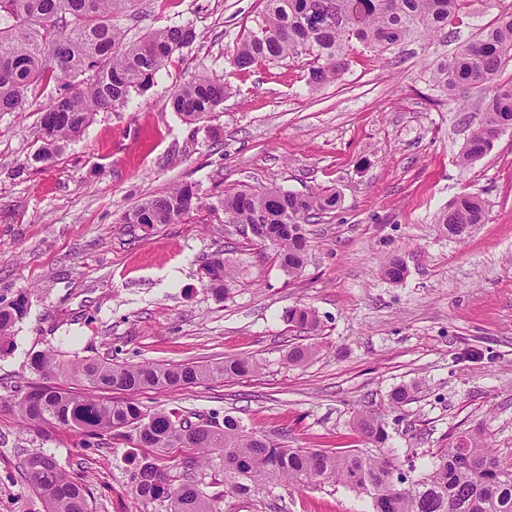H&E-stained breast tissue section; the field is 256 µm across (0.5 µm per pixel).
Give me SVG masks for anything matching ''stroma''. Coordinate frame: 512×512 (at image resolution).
<instances>
[{
	"instance_id": "1",
	"label": "stroma",
	"mask_w": 512,
	"mask_h": 512,
	"mask_svg": "<svg viewBox=\"0 0 512 512\" xmlns=\"http://www.w3.org/2000/svg\"><path fill=\"white\" fill-rule=\"evenodd\" d=\"M263 11V0H131L114 18L127 39L188 26L195 40L150 89L96 113L49 162L31 157L54 87L35 89L24 111L0 112V300L28 299L0 347V512H43L14 477L26 452L82 467L94 512H165L131 491V472L151 458L190 473L221 512H370L369 499L330 484L273 485L241 500L225 492L219 455L200 465L195 450L163 453L132 433L88 442L63 426L23 423L13 402L43 382L30 357L51 349L131 363L252 358L260 369L248 377L129 398L146 411L228 414L292 448L364 447L352 420L372 410L387 423L386 450L414 477L452 435L480 432L512 452V130L460 165L488 88L470 86L457 105L442 100L430 70L495 9L472 0L463 21L432 41L354 51L342 78L318 90L307 84L304 55L230 65ZM199 74L230 93L189 123L170 98ZM185 183L201 206L180 223H123L142 200ZM240 185L337 192L336 209L306 227L299 276L225 223L224 191ZM464 192L484 201L486 219L459 241L439 218ZM218 249L235 277L221 300L201 279ZM392 254L407 266L398 283L381 271ZM296 307L316 311L317 332L288 322ZM296 345L318 352L294 366L286 354ZM402 384L415 385L414 398L391 408L388 396Z\"/></svg>"
}]
</instances>
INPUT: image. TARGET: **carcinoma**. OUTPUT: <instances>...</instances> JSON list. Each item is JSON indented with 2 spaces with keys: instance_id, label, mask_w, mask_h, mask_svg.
<instances>
[{
  "instance_id": "obj_1",
  "label": "carcinoma",
  "mask_w": 512,
  "mask_h": 512,
  "mask_svg": "<svg viewBox=\"0 0 512 512\" xmlns=\"http://www.w3.org/2000/svg\"><path fill=\"white\" fill-rule=\"evenodd\" d=\"M129 0H0V112H21L31 87L54 84L57 97L41 118L35 162H48L64 144L79 136L94 114L127 104L140 94L173 54L195 39L189 27L155 30L139 42H126L112 17ZM262 20L230 54L239 69L293 58L313 59L308 83L320 88L347 70L356 45L383 53L403 43L431 37L466 15L470 0H264ZM498 13L481 37L462 46L451 59L431 64L434 82L443 96L459 99V91L476 83L489 85L482 116L460 154L469 164L492 150L502 130L512 125V79L496 76L512 59V3L497 0ZM229 87L199 75L171 97L173 111L187 119L215 110ZM336 192L326 189L297 194L279 188L224 191V216L232 224L258 228L254 238L270 245L281 267L298 275L306 253L304 224L309 218L336 208ZM200 207L190 185L147 198L123 217L126 224H176ZM481 199L470 193L457 197L439 224L452 237L463 238L470 225L482 224ZM205 286L217 298L229 294L234 277L224 251L203 265ZM384 275L403 278L405 267L388 258ZM28 299L20 294L0 306V343L11 338L13 327L26 313ZM288 322L313 332L318 318L311 308L288 312ZM315 348L297 345L288 350L293 365L307 362ZM29 369L45 378L63 377L90 388L78 394L59 386L29 388L14 403L27 424H58L90 438L110 434L123 437L132 429L137 440L158 449L185 442L208 455L217 452L224 462L226 492L247 496L271 484L306 487L336 483L371 499L373 512H512V458L501 455L472 434L450 437L448 446L434 453L426 473L407 475L383 446L388 434L380 415L360 412L356 429L368 448L333 452L290 448L266 434L247 432L230 415L215 414L195 424L175 411L149 413L130 400L100 398L94 392L145 388L177 390L217 379H235L259 370L249 357L213 364L119 363L104 357L65 359L57 351L31 356ZM21 480L44 503V512H92L82 472L66 471L52 455L26 454L18 465ZM136 498L162 500L167 512H218L212 497L193 481L174 483L166 468L153 460L138 465L131 475Z\"/></svg>"
}]
</instances>
